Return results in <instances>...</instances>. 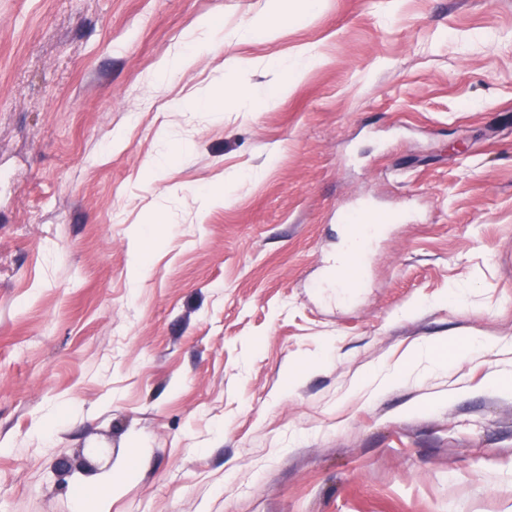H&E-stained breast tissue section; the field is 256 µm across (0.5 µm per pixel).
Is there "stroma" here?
<instances>
[{
    "instance_id": "35a3bbf8",
    "label": "stroma",
    "mask_w": 512,
    "mask_h": 512,
    "mask_svg": "<svg viewBox=\"0 0 512 512\" xmlns=\"http://www.w3.org/2000/svg\"><path fill=\"white\" fill-rule=\"evenodd\" d=\"M265 4L0 0V512H512V0ZM279 2V0H269L265 13L256 24V27L266 34H272L278 27L286 23L285 14L282 12ZM231 97L237 99L246 112H251L252 105L255 99L254 92L247 86H242L240 83L225 84L219 91H213L209 93L208 98L210 99L209 104L215 109H219L221 105V99Z\"/></svg>"
}]
</instances>
